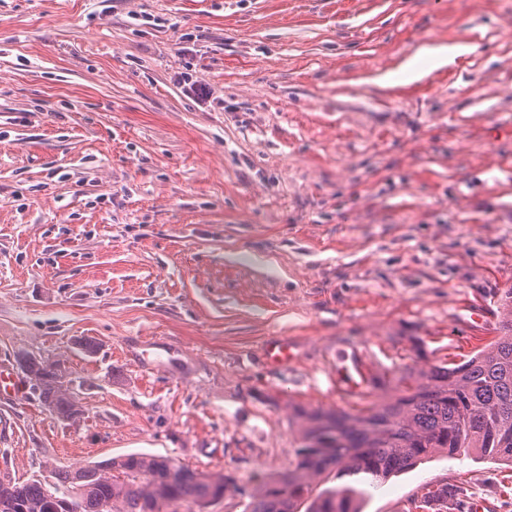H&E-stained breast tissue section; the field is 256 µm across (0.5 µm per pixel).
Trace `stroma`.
Wrapping results in <instances>:
<instances>
[{
    "label": "stroma",
    "instance_id": "obj_1",
    "mask_svg": "<svg viewBox=\"0 0 512 512\" xmlns=\"http://www.w3.org/2000/svg\"><path fill=\"white\" fill-rule=\"evenodd\" d=\"M511 289L512 0H0V477L146 453L254 488L289 405H355L354 366L414 336L476 352ZM23 352L62 362L79 421ZM428 485L512 512V466L473 450L363 512ZM18 365L28 378L31 393L51 415L62 421H76L82 417V406L62 381L65 373L60 363L25 353L18 357Z\"/></svg>",
    "mask_w": 512,
    "mask_h": 512
}]
</instances>
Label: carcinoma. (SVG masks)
Instances as JSON below:
<instances>
[{"label":"carcinoma","instance_id":"1","mask_svg":"<svg viewBox=\"0 0 512 512\" xmlns=\"http://www.w3.org/2000/svg\"><path fill=\"white\" fill-rule=\"evenodd\" d=\"M508 315L504 335L458 363H431L412 340L413 363L371 374L348 410L291 406L297 437L288 468L250 491L231 473L132 453L24 482L0 477V512H52L53 495L76 512H178L234 495L247 498L244 512H360L371 490L438 453L472 449L512 461V308ZM18 365L51 415L82 417L59 363L25 353ZM330 478L337 485L316 490Z\"/></svg>","mask_w":512,"mask_h":512}]
</instances>
